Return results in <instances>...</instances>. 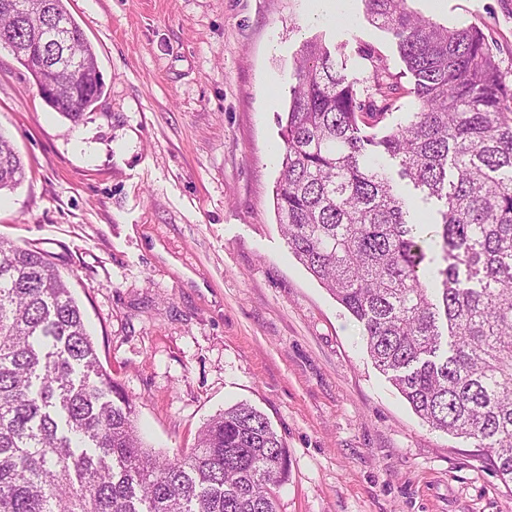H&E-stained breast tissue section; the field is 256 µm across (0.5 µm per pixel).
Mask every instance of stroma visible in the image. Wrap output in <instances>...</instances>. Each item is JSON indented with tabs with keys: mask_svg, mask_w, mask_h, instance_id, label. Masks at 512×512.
<instances>
[{
	"mask_svg": "<svg viewBox=\"0 0 512 512\" xmlns=\"http://www.w3.org/2000/svg\"><path fill=\"white\" fill-rule=\"evenodd\" d=\"M104 93L74 122L0 47V135L26 178L0 237L48 252L153 451H190L212 416L256 407L288 450L278 512H512L469 441L424 424L375 366L364 330L292 255L274 206L279 117L303 43L358 87L384 57L413 78L363 0H66ZM477 26L512 82V0H409Z\"/></svg>",
	"mask_w": 512,
	"mask_h": 512,
	"instance_id": "obj_1",
	"label": "stroma"
}]
</instances>
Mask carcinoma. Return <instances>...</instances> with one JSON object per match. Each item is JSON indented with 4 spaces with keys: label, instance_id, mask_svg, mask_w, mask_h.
<instances>
[{
    "label": "carcinoma",
    "instance_id": "cac0c4a2",
    "mask_svg": "<svg viewBox=\"0 0 512 512\" xmlns=\"http://www.w3.org/2000/svg\"><path fill=\"white\" fill-rule=\"evenodd\" d=\"M414 78L412 111L381 138L398 82L379 54L370 85L348 81L322 43L303 45L281 128L278 221L299 262L363 325L366 350L428 426L471 442L512 491V85L481 29L448 27L408 0H364ZM0 13L17 52L60 17L97 55L64 0ZM46 104L77 121L103 94L94 72L64 78ZM434 234L408 221L413 193ZM25 169L0 135V191ZM432 236L436 257L423 247ZM288 450L238 403L207 421L189 452L160 457L135 406L103 368L82 312L37 247L0 238V512H277Z\"/></svg>",
    "mask_w": 512,
    "mask_h": 512
}]
</instances>
